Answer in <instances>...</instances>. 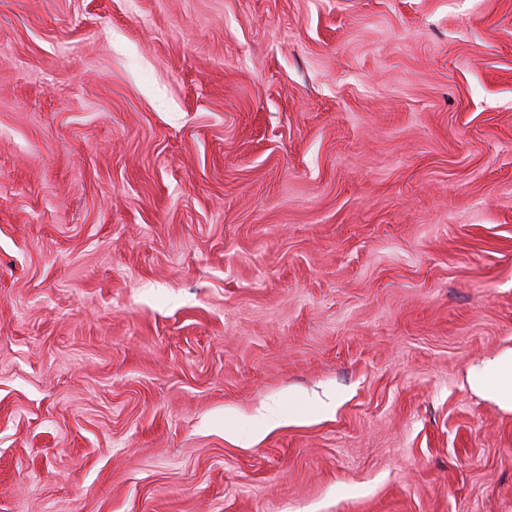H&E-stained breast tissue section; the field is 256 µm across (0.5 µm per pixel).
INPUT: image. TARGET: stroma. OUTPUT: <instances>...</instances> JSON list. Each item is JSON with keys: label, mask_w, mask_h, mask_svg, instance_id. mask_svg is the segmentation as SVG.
Segmentation results:
<instances>
[{"label": "stroma", "mask_w": 512, "mask_h": 512, "mask_svg": "<svg viewBox=\"0 0 512 512\" xmlns=\"http://www.w3.org/2000/svg\"><path fill=\"white\" fill-rule=\"evenodd\" d=\"M509 350L512 0H0V512H512ZM471 387L486 393L499 405L512 410V351L474 367L469 373Z\"/></svg>", "instance_id": "35a3bbf8"}]
</instances>
